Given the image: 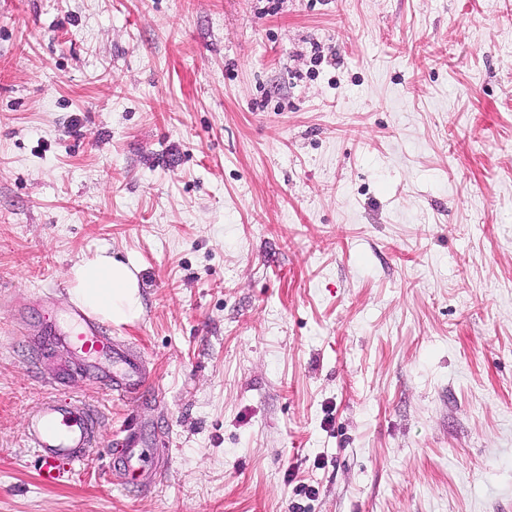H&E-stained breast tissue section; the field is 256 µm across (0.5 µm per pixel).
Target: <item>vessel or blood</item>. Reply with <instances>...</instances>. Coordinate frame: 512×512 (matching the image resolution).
<instances>
[{
    "label": "vessel or blood",
    "instance_id": "1",
    "mask_svg": "<svg viewBox=\"0 0 512 512\" xmlns=\"http://www.w3.org/2000/svg\"><path fill=\"white\" fill-rule=\"evenodd\" d=\"M50 340L81 352L89 376L131 403L145 401L146 377L141 355L112 340L108 329L81 309L71 306L49 330ZM96 415L87 406L54 398L42 403L25 426L24 435L35 451V470L40 483L55 485L76 464L89 458ZM146 427L131 422L124 438L111 449L112 470L125 486L142 489L155 484L160 469L148 468Z\"/></svg>",
    "mask_w": 512,
    "mask_h": 512
}]
</instances>
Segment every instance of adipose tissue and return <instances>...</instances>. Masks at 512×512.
<instances>
[{
  "mask_svg": "<svg viewBox=\"0 0 512 512\" xmlns=\"http://www.w3.org/2000/svg\"><path fill=\"white\" fill-rule=\"evenodd\" d=\"M68 279L71 301L89 314L114 325L132 324L141 318L143 295L132 262L103 251L76 263Z\"/></svg>",
  "mask_w": 512,
  "mask_h": 512,
  "instance_id": "adipose-tissue-1",
  "label": "adipose tissue"
}]
</instances>
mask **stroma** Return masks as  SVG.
I'll list each match as a JSON object with an SVG mask.
<instances>
[{
  "instance_id": "obj_1",
  "label": "stroma",
  "mask_w": 512,
  "mask_h": 512,
  "mask_svg": "<svg viewBox=\"0 0 512 512\" xmlns=\"http://www.w3.org/2000/svg\"><path fill=\"white\" fill-rule=\"evenodd\" d=\"M104 249L148 404L47 344ZM0 512H512V0H0ZM68 279L71 301L105 322L133 324L143 315L142 290L131 261L102 251L76 263ZM95 419L90 407L55 398L43 402L28 419L24 435L34 448L40 483L56 485L76 464L89 459ZM126 435L116 442L112 448V472L120 473L117 478L124 480V485L130 488L142 489L155 484L161 476L160 468L148 469L147 457L144 450L148 440L146 426L139 421H132L125 430Z\"/></svg>"
}]
</instances>
